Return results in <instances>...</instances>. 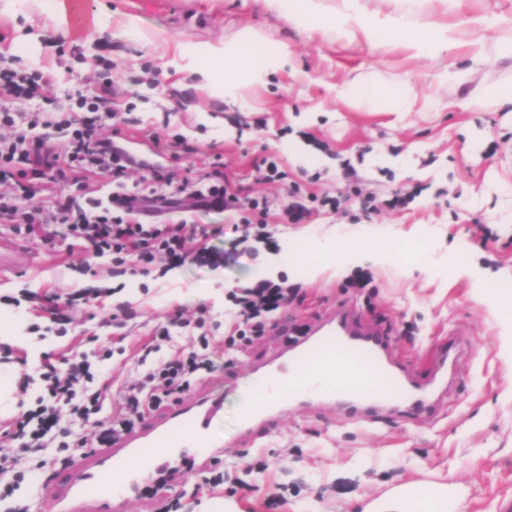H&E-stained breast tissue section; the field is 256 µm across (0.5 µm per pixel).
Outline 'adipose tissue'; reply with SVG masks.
Here are the masks:
<instances>
[{"instance_id":"ef3b65f1","label":"adipose tissue","mask_w":512,"mask_h":512,"mask_svg":"<svg viewBox=\"0 0 512 512\" xmlns=\"http://www.w3.org/2000/svg\"><path fill=\"white\" fill-rule=\"evenodd\" d=\"M286 16L308 21L323 28L346 29L350 20H357L361 29L373 43L399 40L414 44L424 55L434 56L447 49L448 37L435 28L418 29L405 17L390 16L384 22L361 16L358 0H341L336 12H328L322 0H272ZM184 57L190 59L192 72L201 85L217 88L226 100H235L241 81H263L274 68L287 65L288 57L283 53L269 52L262 41L246 35L232 44L209 45L203 48L184 45ZM387 249H364L351 246L340 249L326 241L315 239L302 251L288 254V266L301 274L315 278L326 270L328 260H335L337 272L353 266H377L390 259Z\"/></svg>"}]
</instances>
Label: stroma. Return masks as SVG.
I'll list each match as a JSON object with an SVG mask.
<instances>
[{
  "label": "stroma",
  "mask_w": 512,
  "mask_h": 512,
  "mask_svg": "<svg viewBox=\"0 0 512 512\" xmlns=\"http://www.w3.org/2000/svg\"><path fill=\"white\" fill-rule=\"evenodd\" d=\"M50 3L0 0V55L48 77L43 94L56 106L111 84L119 143L150 155L149 167L130 170L127 186L155 169L177 183L196 180L219 164L234 186L274 207L266 242L243 241L218 211L173 213V221L210 229L216 261L188 260L163 276L115 274L109 259L70 246L51 226L27 238L37 265L0 275V312L30 340L0 342V365L19 374L20 411L41 393L34 371L71 352L96 359L100 379L117 387L134 379L141 345L173 316H211L220 325L216 338L228 336V293L265 280L271 257L308 240L386 245L394 259L364 267L363 288L329 273L307 281L280 269L278 280L298 288V298L264 335L235 350L234 366L216 351L212 371L194 386L224 402L211 426L223 453L169 481L168 492L182 497L184 512H368L392 488L437 479L463 485L456 512H497L499 499L512 497V348L505 343L512 294L503 291L512 286V104L490 91L512 86V0H359L362 15L403 14L416 27L447 30V50L433 57L285 19L271 0H66L65 33ZM95 16L102 31L84 40ZM243 32L286 50L288 64L264 82H242L237 101L173 65L183 45L224 43ZM354 81L402 92L404 109L354 105L341 93ZM157 142L164 152L153 153ZM295 143L311 164L289 153ZM269 156L304 194L340 197V208L287 223L286 184L258 178ZM402 189L416 190L415 199L386 208ZM368 196L382 208L366 218L359 202ZM418 242L424 255L404 264L402 253ZM461 265L469 274H458ZM82 289L88 301L68 306ZM52 305L65 309L66 334L46 328ZM341 309L361 328L387 332L391 359L422 380L435 374L449 343L458 345L433 410L405 418L384 407L367 424L340 405L314 401L284 408L271 435L245 438L238 413L264 377L258 363ZM109 344L112 357L99 360ZM70 466L65 452L53 467L23 464L18 496L29 498L33 512H53L45 492ZM215 471L224 473L223 485H209Z\"/></svg>",
  "instance_id": "stroma-1"
}]
</instances>
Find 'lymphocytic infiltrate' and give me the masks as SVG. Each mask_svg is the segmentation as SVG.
Listing matches in <instances>:
<instances>
[{
  "label": "lymphocytic infiltrate",
  "instance_id": "f902f5d3",
  "mask_svg": "<svg viewBox=\"0 0 512 512\" xmlns=\"http://www.w3.org/2000/svg\"><path fill=\"white\" fill-rule=\"evenodd\" d=\"M42 95L38 72L0 65V182L10 181L14 192L0 191V223L19 236H29L37 225L53 224L64 235L96 256L108 258L113 269L134 274L150 273L159 259L192 260L205 266L213 261L208 246L210 232L165 220L169 208L189 198L196 206L218 209L236 217L235 230L262 239L267 237L268 198L243 196L234 191L221 167H214L194 182L173 183L153 174L131 191H117L107 202H94L83 210L62 201L49 187L63 180L84 188L89 175L110 174L121 181L136 161L121 147L102 142L99 132L115 125L119 113L106 93L80 96L58 111L54 120L41 111L21 112L15 105ZM49 126L64 131L65 150L35 144L33 133ZM152 215L150 223L137 221L138 213ZM294 289L266 281L234 297L235 334L239 341L263 335L272 318L287 307ZM205 319L170 322L159 328L144 347L137 377L113 389L111 381H98L92 362L73 357L66 373L52 363L41 367L42 393L35 409L0 436V464H21L26 452L41 451L40 466L54 465V449L82 453L89 443L104 448L132 431L146 413L168 406L188 391L211 367L210 341ZM196 338L195 345L162 354L163 344L173 342L176 330ZM91 426L90 436L75 434L74 426Z\"/></svg>",
  "mask_w": 512,
  "mask_h": 512
}]
</instances>
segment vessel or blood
Returning <instances> with one entry per match:
<instances>
[{"instance_id": "obj_1", "label": "vessel or blood", "mask_w": 512, "mask_h": 512, "mask_svg": "<svg viewBox=\"0 0 512 512\" xmlns=\"http://www.w3.org/2000/svg\"><path fill=\"white\" fill-rule=\"evenodd\" d=\"M388 344L381 331L354 329L346 316L329 321L326 330L300 352L267 367L265 391L255 395L242 412L244 436L267 435L283 406L312 399L338 403L353 413L383 405L408 413L429 411L427 383L395 367L386 357ZM329 357L371 376L374 387L307 379L312 363ZM222 411L221 400L202 394L167 408L112 447L85 453L77 472L67 473L56 490L57 512H122L125 501L140 495L147 471L168 469L175 461L206 462L216 457L221 448L210 429Z\"/></svg>"}]
</instances>
